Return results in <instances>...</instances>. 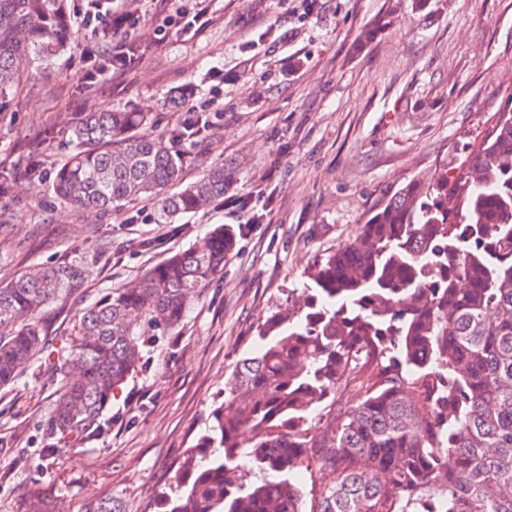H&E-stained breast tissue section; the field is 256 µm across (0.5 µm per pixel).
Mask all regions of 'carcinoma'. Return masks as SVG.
I'll list each match as a JSON object with an SVG mask.
<instances>
[{
  "instance_id": "cac0c4a2",
  "label": "carcinoma",
  "mask_w": 512,
  "mask_h": 512,
  "mask_svg": "<svg viewBox=\"0 0 512 512\" xmlns=\"http://www.w3.org/2000/svg\"><path fill=\"white\" fill-rule=\"evenodd\" d=\"M72 43L67 0H0V112ZM149 123L142 112L81 118L55 196L78 212L150 201L161 224L224 197L235 172L222 164L171 191L185 129L164 139ZM462 167L405 185L313 264L294 303L258 319V350L226 382L158 512H512V94ZM234 245L219 227L85 309L70 339L75 377L48 351L41 312L92 266L75 256L0 283V387L41 358L54 433L100 436L149 331L179 326ZM27 512H55L54 501L34 491Z\"/></svg>"
}]
</instances>
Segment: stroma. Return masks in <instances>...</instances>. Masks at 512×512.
Returning a JSON list of instances; mask_svg holds the SVG:
<instances>
[{"mask_svg":"<svg viewBox=\"0 0 512 512\" xmlns=\"http://www.w3.org/2000/svg\"><path fill=\"white\" fill-rule=\"evenodd\" d=\"M139 46L127 69L82 84L92 37L68 0L74 47L18 89L0 114V279L35 264L84 257L94 275L42 322L67 351L78 315L144 269L201 243L217 226L236 247L224 272L170 332L155 331L143 364L104 413L105 434L61 443L49 424L55 388L39 369L0 390V512H26L31 491L83 512L94 497L153 512L157 491L205 428L245 355L259 316L293 302L307 269L351 241L371 211L408 181H430L481 139L512 93V0H126ZM195 26H171L176 14ZM386 25L370 42L375 19ZM181 89L180 104L169 100ZM209 105L206 139L177 143L181 182L234 166L237 182L205 210L161 224L153 205L70 210L51 184L86 112H145L167 135ZM40 175H31L33 164ZM63 445L60 455L44 454Z\"/></svg>","mask_w":512,"mask_h":512,"instance_id":"1","label":"stroma"}]
</instances>
